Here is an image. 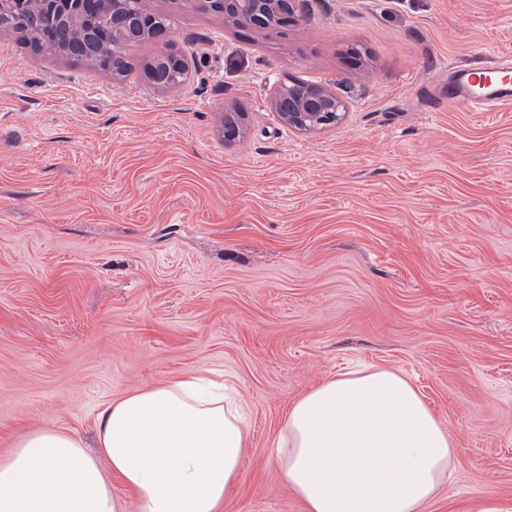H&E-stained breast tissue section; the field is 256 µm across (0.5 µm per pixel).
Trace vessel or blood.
Here are the masks:
<instances>
[{
    "label": "vessel or blood",
    "mask_w": 512,
    "mask_h": 512,
    "mask_svg": "<svg viewBox=\"0 0 512 512\" xmlns=\"http://www.w3.org/2000/svg\"><path fill=\"white\" fill-rule=\"evenodd\" d=\"M512 103V78L500 67L486 62L456 66L448 91L449 108L487 112Z\"/></svg>",
    "instance_id": "vessel-or-blood-1"
}]
</instances>
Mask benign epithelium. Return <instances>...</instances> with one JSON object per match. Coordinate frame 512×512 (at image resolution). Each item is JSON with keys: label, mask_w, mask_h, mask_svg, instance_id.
Segmentation results:
<instances>
[{"label": "benign epithelium", "mask_w": 512, "mask_h": 512, "mask_svg": "<svg viewBox=\"0 0 512 512\" xmlns=\"http://www.w3.org/2000/svg\"><path fill=\"white\" fill-rule=\"evenodd\" d=\"M304 0H168L165 13L151 10L147 0H0V32L4 28H25L32 19L56 10L72 21L92 25L94 66L109 68L108 56H117L131 45L146 42L147 32L154 38L172 32L166 20L187 8L224 17L228 27H242L265 33L295 24ZM270 109L290 129L304 134L317 133L339 124L346 107L326 86L311 83V91L300 96L276 90L268 102Z\"/></svg>", "instance_id": "7a95c632"}]
</instances>
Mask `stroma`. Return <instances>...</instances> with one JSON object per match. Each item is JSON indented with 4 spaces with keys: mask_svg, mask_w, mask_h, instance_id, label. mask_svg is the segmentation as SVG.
Instances as JSON below:
<instances>
[{
    "mask_svg": "<svg viewBox=\"0 0 512 512\" xmlns=\"http://www.w3.org/2000/svg\"><path fill=\"white\" fill-rule=\"evenodd\" d=\"M268 35L182 12L174 92L0 35V456L191 372L237 384L251 446L224 512H303L289 405L403 372L455 443L443 504L512 506V105L435 107L451 65L512 68V0H306ZM338 126L288 129L282 82ZM243 108L225 142L224 110ZM311 91L300 96L284 95L276 90L268 105L280 121L290 129L304 134L317 133L339 124L346 107L326 86L309 82Z\"/></svg>",
    "mask_w": 512,
    "mask_h": 512,
    "instance_id": "stroma-1",
    "label": "stroma"
}]
</instances>
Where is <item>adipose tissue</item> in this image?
Wrapping results in <instances>:
<instances>
[{
  "label": "adipose tissue",
  "mask_w": 512,
  "mask_h": 512,
  "mask_svg": "<svg viewBox=\"0 0 512 512\" xmlns=\"http://www.w3.org/2000/svg\"><path fill=\"white\" fill-rule=\"evenodd\" d=\"M250 425L237 387L194 374L102 405L98 453L61 429L0 456V512H223ZM453 439L401 372L325 379L293 402L275 463L304 512H430ZM120 483L125 494L113 492Z\"/></svg>",
  "instance_id": "obj_1"
}]
</instances>
